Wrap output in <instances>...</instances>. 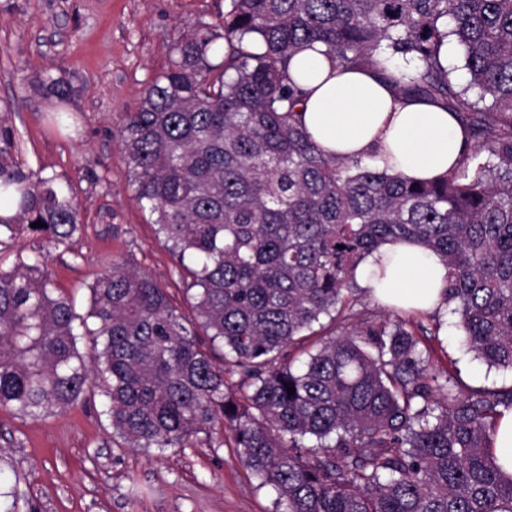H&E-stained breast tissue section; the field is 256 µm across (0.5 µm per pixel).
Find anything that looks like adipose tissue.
<instances>
[{
  "label": "adipose tissue",
  "instance_id": "obj_1",
  "mask_svg": "<svg viewBox=\"0 0 512 512\" xmlns=\"http://www.w3.org/2000/svg\"><path fill=\"white\" fill-rule=\"evenodd\" d=\"M291 77L308 92L302 122L317 144L340 159H362L412 181L453 169L465 150L457 118L426 101L404 99L368 68L336 69L315 45L294 56ZM448 269L409 242L383 245L359 266L357 280L382 305L406 312L442 309Z\"/></svg>",
  "mask_w": 512,
  "mask_h": 512
}]
</instances>
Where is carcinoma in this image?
<instances>
[{
	"mask_svg": "<svg viewBox=\"0 0 512 512\" xmlns=\"http://www.w3.org/2000/svg\"><path fill=\"white\" fill-rule=\"evenodd\" d=\"M222 27L178 40L119 129L137 201L190 262L196 318L122 260L84 316L42 253L0 261V408L37 419L97 392L131 448H191L220 424L276 512H512L493 448L512 386L463 389L433 362L422 315L358 310L354 293L369 254L413 241L445 262L468 349L512 371V0H230ZM315 43L454 113L458 167L415 184L326 154L288 74ZM35 90L69 96L50 76ZM15 140L0 124V244L40 221L64 245L72 187L23 170Z\"/></svg>",
	"mask_w": 512,
	"mask_h": 512,
	"instance_id": "cac0c4a2",
	"label": "carcinoma"
}]
</instances>
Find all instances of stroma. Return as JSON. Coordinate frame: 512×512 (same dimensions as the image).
Returning <instances> with one entry per match:
<instances>
[{
    "label": "stroma",
    "mask_w": 512,
    "mask_h": 512,
    "mask_svg": "<svg viewBox=\"0 0 512 512\" xmlns=\"http://www.w3.org/2000/svg\"><path fill=\"white\" fill-rule=\"evenodd\" d=\"M228 0H0V121L16 133L24 170L70 183L80 229L49 245L48 269L90 308L89 287L112 260L153 276L187 318L192 278L172 257L128 183L119 140L124 113L167 68L171 46L190 26H217ZM63 79L66 102L34 90ZM63 112L55 126L51 113ZM457 315L425 321L431 344L464 385H512V373L468 351ZM275 495L259 486L235 448L200 438L163 452L127 447L113 436L100 404L79 402L32 419L0 408V504L17 512H274Z\"/></svg>",
    "instance_id": "obj_1"
}]
</instances>
